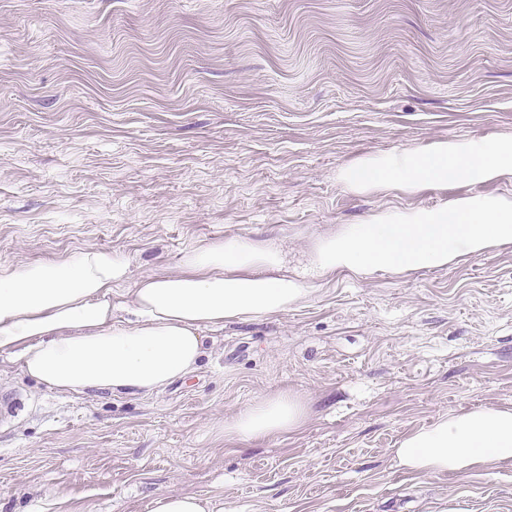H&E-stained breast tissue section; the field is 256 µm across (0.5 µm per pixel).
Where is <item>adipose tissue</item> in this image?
<instances>
[{
  "label": "adipose tissue",
  "instance_id": "adipose-tissue-1",
  "mask_svg": "<svg viewBox=\"0 0 512 512\" xmlns=\"http://www.w3.org/2000/svg\"><path fill=\"white\" fill-rule=\"evenodd\" d=\"M512 170V142H446L428 150L369 159L346 181L406 184L482 182ZM512 241V205L467 202L437 210L386 214L346 224L311 248L306 279L289 275L287 255L247 237L205 241L180 258V272L146 275L130 292L129 319L113 316L112 286L129 264L88 247L59 260L0 270V356L61 393L149 395L184 378L203 355V333L224 324L279 315L316 280L339 271L438 269L461 253L479 255ZM303 402L279 394L225 420L231 440L298 429ZM398 465L422 475L459 473L512 461V409L450 413L401 440Z\"/></svg>",
  "mask_w": 512,
  "mask_h": 512
}]
</instances>
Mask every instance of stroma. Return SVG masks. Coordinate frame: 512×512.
<instances>
[{
  "label": "stroma",
  "mask_w": 512,
  "mask_h": 512,
  "mask_svg": "<svg viewBox=\"0 0 512 512\" xmlns=\"http://www.w3.org/2000/svg\"><path fill=\"white\" fill-rule=\"evenodd\" d=\"M512 140V0H0V269L86 247L135 281L244 235L303 270L318 237L387 212L512 202L483 182L353 187L364 159ZM151 395L63 394L0 358V512H512V463L430 476L407 434L512 408V243L446 268L339 271L287 313L206 332ZM298 394V430H217ZM150 512H215L210 499L197 495L173 493L151 501Z\"/></svg>",
  "instance_id": "35a3bbf8"
}]
</instances>
